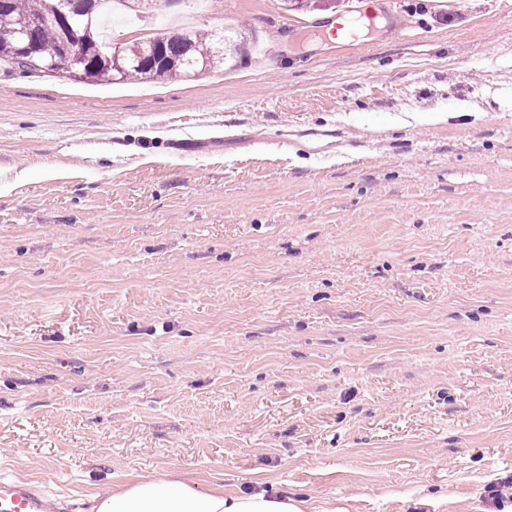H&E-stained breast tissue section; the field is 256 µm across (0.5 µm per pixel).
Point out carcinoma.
I'll return each mask as SVG.
<instances>
[{
  "mask_svg": "<svg viewBox=\"0 0 512 512\" xmlns=\"http://www.w3.org/2000/svg\"><path fill=\"white\" fill-rule=\"evenodd\" d=\"M94 0H0V64H5L13 71L21 73H38L40 69L21 61L17 34V20L28 16L40 25L36 38L43 45L59 47L63 32L59 25L49 20V12L57 7L69 14L84 18L92 8ZM155 38L137 39L125 47L124 54L129 61L112 63V58L91 59L82 66V80L100 83L114 81L155 79L161 81L185 80L202 70H210L224 64V58L215 54L212 39L202 33L192 31L168 34L165 45L167 55L172 61L163 65L143 67L155 52Z\"/></svg>",
  "mask_w": 512,
  "mask_h": 512,
  "instance_id": "cac0c4a2",
  "label": "carcinoma"
}]
</instances>
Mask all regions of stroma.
Segmentation results:
<instances>
[{"mask_svg": "<svg viewBox=\"0 0 512 512\" xmlns=\"http://www.w3.org/2000/svg\"><path fill=\"white\" fill-rule=\"evenodd\" d=\"M181 13L245 56L0 74V475L512 512V0Z\"/></svg>", "mask_w": 512, "mask_h": 512, "instance_id": "stroma-1", "label": "stroma"}]
</instances>
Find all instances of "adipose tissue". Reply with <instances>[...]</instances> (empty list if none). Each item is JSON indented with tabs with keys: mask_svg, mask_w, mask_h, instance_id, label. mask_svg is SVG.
<instances>
[{
	"mask_svg": "<svg viewBox=\"0 0 512 512\" xmlns=\"http://www.w3.org/2000/svg\"><path fill=\"white\" fill-rule=\"evenodd\" d=\"M95 512H302L278 489L227 493L204 491L182 478L145 477L97 495Z\"/></svg>",
	"mask_w": 512,
	"mask_h": 512,
	"instance_id": "ef3b65f1",
	"label": "adipose tissue"
}]
</instances>
